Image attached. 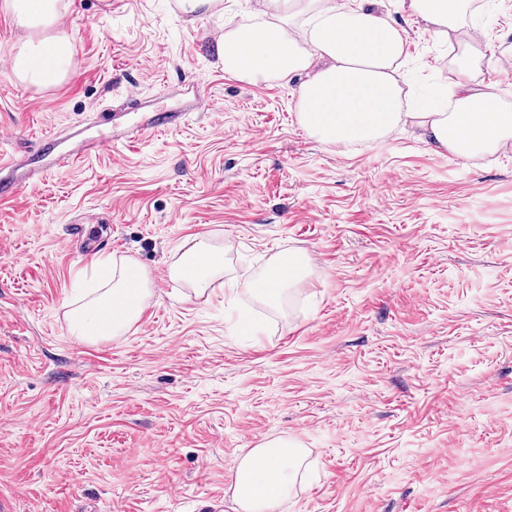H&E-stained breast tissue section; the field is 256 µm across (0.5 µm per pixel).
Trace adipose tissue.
<instances>
[{"instance_id":"1","label":"adipose tissue","mask_w":512,"mask_h":512,"mask_svg":"<svg viewBox=\"0 0 512 512\" xmlns=\"http://www.w3.org/2000/svg\"><path fill=\"white\" fill-rule=\"evenodd\" d=\"M473 4L402 0L435 36L462 35L453 79L416 105L405 89L401 28L378 10L346 0H259L262 22L224 32L218 51L225 72L249 84L271 77L286 83L309 72L308 80L298 81L299 120L323 144L378 143L408 118L420 139L467 160L512 145V112L503 108L495 86H475L469 77L472 64L485 60L488 50L473 23ZM0 11L26 32L11 57L15 78L35 87L62 82L71 43L57 27L59 0H0ZM223 271V250L199 237L168 275L201 295ZM93 276L96 287L71 312L73 334L89 339L125 334L151 295L147 272L134 262L103 257ZM304 276L301 259L280 254L265 273L247 282L246 290L276 306ZM301 458L298 444L281 438L243 451L232 486L239 512H277Z\"/></svg>"}]
</instances>
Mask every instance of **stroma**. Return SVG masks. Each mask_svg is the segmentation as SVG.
<instances>
[{
    "label": "stroma",
    "instance_id": "stroma-1",
    "mask_svg": "<svg viewBox=\"0 0 512 512\" xmlns=\"http://www.w3.org/2000/svg\"><path fill=\"white\" fill-rule=\"evenodd\" d=\"M67 76L29 88L0 12V497L14 512H236L243 449L285 438L304 461L278 512H512V146L462 160L403 124L325 146L296 83L225 73L217 42L254 0H61ZM419 97L454 44L401 0ZM475 83L512 108V0H493ZM209 107H200V99ZM165 128H155L159 116ZM106 153L68 168L80 138ZM83 235H74V225ZM224 251L218 287L166 271ZM310 271L281 307L246 282L279 253ZM156 288L124 336L72 335L74 282L98 255Z\"/></svg>",
    "mask_w": 512,
    "mask_h": 512
}]
</instances>
